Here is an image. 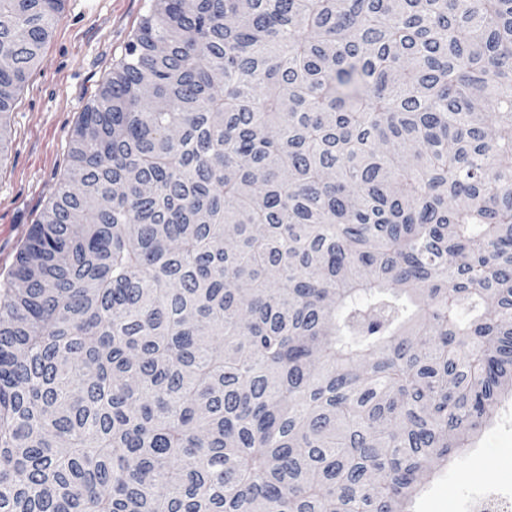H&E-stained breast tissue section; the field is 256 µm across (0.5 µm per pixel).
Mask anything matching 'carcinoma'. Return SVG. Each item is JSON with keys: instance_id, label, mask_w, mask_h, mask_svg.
I'll list each match as a JSON object with an SVG mask.
<instances>
[{"instance_id": "1", "label": "carcinoma", "mask_w": 512, "mask_h": 512, "mask_svg": "<svg viewBox=\"0 0 512 512\" xmlns=\"http://www.w3.org/2000/svg\"><path fill=\"white\" fill-rule=\"evenodd\" d=\"M511 391L512 0H152L0 290V512H405Z\"/></svg>"}]
</instances>
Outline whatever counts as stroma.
<instances>
[{
  "label": "stroma",
  "instance_id": "1",
  "mask_svg": "<svg viewBox=\"0 0 512 512\" xmlns=\"http://www.w3.org/2000/svg\"><path fill=\"white\" fill-rule=\"evenodd\" d=\"M151 0H64L10 114L0 162V283L63 177L68 142L99 86L125 53ZM491 484L512 490V399H503L467 448L424 472L411 512H467Z\"/></svg>",
  "mask_w": 512,
  "mask_h": 512
}]
</instances>
